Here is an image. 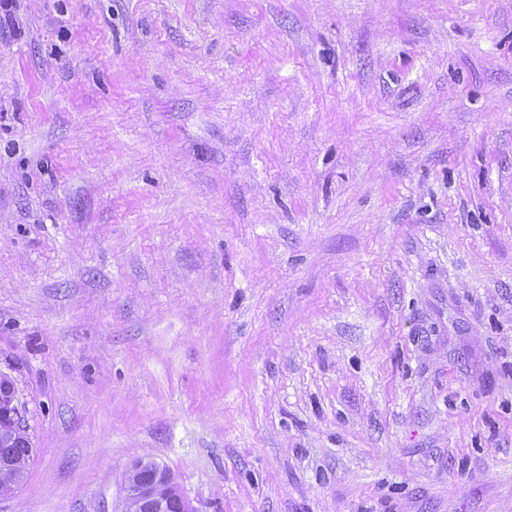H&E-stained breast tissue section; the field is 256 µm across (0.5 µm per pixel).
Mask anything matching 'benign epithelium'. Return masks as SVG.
Instances as JSON below:
<instances>
[{
    "label": "benign epithelium",
    "mask_w": 512,
    "mask_h": 512,
    "mask_svg": "<svg viewBox=\"0 0 512 512\" xmlns=\"http://www.w3.org/2000/svg\"><path fill=\"white\" fill-rule=\"evenodd\" d=\"M17 389L13 382L0 376V437L15 438L26 433L22 424ZM154 471V480L143 484L137 479L140 471ZM27 471L19 470L7 460L0 462V498L10 496L25 481ZM181 503V512H197L175 485L171 474L152 461H138L130 470L125 507L122 512H169V503Z\"/></svg>",
    "instance_id": "7a95c632"
}]
</instances>
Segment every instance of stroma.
Instances as JSON below:
<instances>
[{"mask_svg": "<svg viewBox=\"0 0 512 512\" xmlns=\"http://www.w3.org/2000/svg\"><path fill=\"white\" fill-rule=\"evenodd\" d=\"M0 512H512V0H0ZM22 420L16 386L8 379L3 381L0 375V438H15L25 434ZM2 459L6 460L0 462V473L3 475L0 479V498L12 495L25 481L27 470L16 467L26 466L31 461L30 443L23 439L0 441V460ZM150 469L154 471V480L150 484H143L137 479L147 480ZM145 470V471H144ZM127 481L125 507L121 512H169L171 500L181 503V512H197L190 502L185 499L175 485L171 474L152 461H138L130 470Z\"/></svg>", "mask_w": 512, "mask_h": 512, "instance_id": "1", "label": "stroma"}]
</instances>
